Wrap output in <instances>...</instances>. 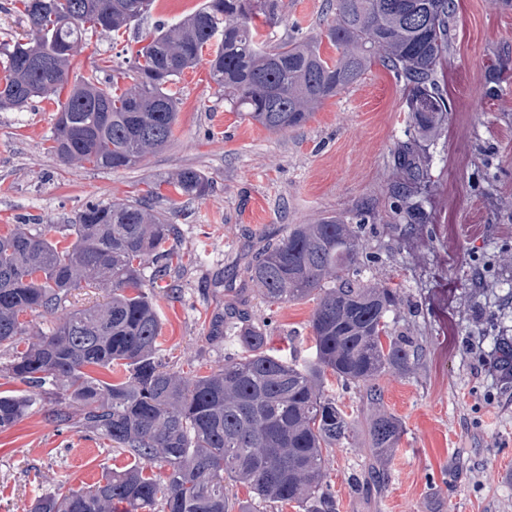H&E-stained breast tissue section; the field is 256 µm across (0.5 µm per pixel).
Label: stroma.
<instances>
[{
	"mask_svg": "<svg viewBox=\"0 0 512 512\" xmlns=\"http://www.w3.org/2000/svg\"><path fill=\"white\" fill-rule=\"evenodd\" d=\"M203 0H159L119 41L90 36L79 60L123 64L125 44L148 39ZM283 22L260 31L269 44L294 28L315 34L334 18L327 0H282ZM207 61L175 89L181 110L167 146L127 169L62 164L48 151L56 106L37 100L0 111V227L42 224L60 239L91 202L122 201L161 183L181 229L183 269L155 284L158 341L169 366L207 373L229 345L210 336L228 306L244 303L266 324L270 347L302 364L312 356L311 301L269 305L244 285L247 262L290 224L353 215L373 205L361 239L374 279L399 288L398 330L426 352L409 375L377 378L383 399L329 379L338 405L355 416L347 443L326 469L338 512H512V384L491 366V337L512 336V0H457L448 46V133L428 144L431 180L413 232L385 223L398 204L393 151L411 117L402 83L382 65L324 102L303 127L271 132L217 93ZM184 168L212 184L201 199L173 195L166 181ZM382 409L400 418L397 448L378 460L366 434ZM128 453L59 427L33 412L0 430V512H29L59 486L80 487L129 464ZM383 469L380 485L354 491L352 475Z\"/></svg>",
	"mask_w": 512,
	"mask_h": 512,
	"instance_id": "1",
	"label": "stroma"
}]
</instances>
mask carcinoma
Here are the masks:
<instances>
[{
	"mask_svg": "<svg viewBox=\"0 0 512 512\" xmlns=\"http://www.w3.org/2000/svg\"><path fill=\"white\" fill-rule=\"evenodd\" d=\"M24 30L0 43V110H20L34 99L56 104L49 150L63 163L96 168L135 165L171 140L180 99L172 91L214 47L209 76L231 108L273 132L304 125L326 100L354 85L380 63L403 82L413 130L393 152L399 204L393 222L410 224L430 181L421 142L446 136L448 57L454 0H335L325 35L261 45L255 20L275 26L281 0H205L177 22L156 27L125 71L103 79L99 69L70 75L92 33L115 37L147 17L156 0H21ZM336 58L321 53L322 38ZM189 200L211 190L199 170L168 179ZM168 199L91 203L64 225L66 246L37 224L0 231V352L9 360L0 378L18 380L28 394L0 395V429L54 402L53 421L109 441L134 462L89 487L58 488L31 512H233L226 485H247L260 512L267 503H293L299 512H338L327 481L326 455L348 441L353 423L325 392L331 371L343 386L373 384L386 373L408 374L423 349L394 328L397 289L364 276L361 229L365 219L326 216L290 224L244 267L263 301L311 300L315 348L299 367L267 348V336L248 313L232 308L212 335L237 345L207 375L174 371L161 359L157 305L146 287L167 275L179 238ZM100 288L106 299L76 308L72 292ZM55 318L48 331L28 332L20 316ZM492 368L512 381V336L496 340ZM122 372L118 382L93 376ZM381 456L397 447L399 418L384 410L368 423ZM165 467L162 477L147 474Z\"/></svg>",
	"mask_w": 512,
	"mask_h": 512,
	"instance_id": "1",
	"label": "carcinoma"
}]
</instances>
